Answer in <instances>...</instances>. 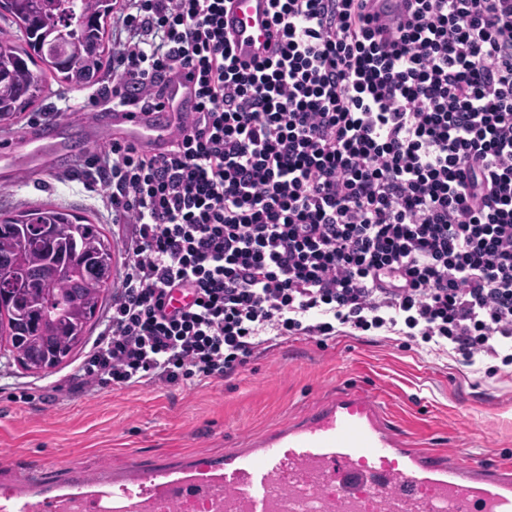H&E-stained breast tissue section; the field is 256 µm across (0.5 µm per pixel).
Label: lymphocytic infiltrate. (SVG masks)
<instances>
[{
	"instance_id": "f902f5d3",
	"label": "lymphocytic infiltrate",
	"mask_w": 512,
	"mask_h": 512,
	"mask_svg": "<svg viewBox=\"0 0 512 512\" xmlns=\"http://www.w3.org/2000/svg\"><path fill=\"white\" fill-rule=\"evenodd\" d=\"M270 5L243 63L224 0H128L102 96L151 111L185 70L197 102L165 151L86 163L126 260L71 384L203 385L371 329L511 367L512 0Z\"/></svg>"
}]
</instances>
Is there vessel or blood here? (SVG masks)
I'll return each mask as SVG.
<instances>
[{"label":"vessel or blood","instance_id":"obj_1","mask_svg":"<svg viewBox=\"0 0 512 512\" xmlns=\"http://www.w3.org/2000/svg\"><path fill=\"white\" fill-rule=\"evenodd\" d=\"M269 0H226L224 31L240 61L271 56ZM196 103L192 80L174 76L162 108L136 112L125 138L165 141ZM219 495L225 512H512V466L455 451L417 447L391 425L385 404L360 389L326 396L301 419L247 438L224 462L69 482L32 498H0V512H138L158 499L182 502Z\"/></svg>","mask_w":512,"mask_h":512}]
</instances>
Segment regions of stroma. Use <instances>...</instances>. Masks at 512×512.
Here are the masks:
<instances>
[{"label":"stroma","instance_id":"stroma-1","mask_svg":"<svg viewBox=\"0 0 512 512\" xmlns=\"http://www.w3.org/2000/svg\"><path fill=\"white\" fill-rule=\"evenodd\" d=\"M97 82L56 78L26 111L0 122V215L52 204L98 224L112 244V274L124 255L100 197L72 174L91 153L121 139L97 123L113 102ZM104 299L71 358L46 373L23 369L0 344V493L24 482L47 491L70 476L121 475L218 463L252 434L305 415L323 396L363 388L382 397L398 430L423 444L512 462V369L495 375L427 353L380 330L326 343L301 336L258 355L240 373L198 388L144 385L69 388L68 379L109 316Z\"/></svg>","mask_w":512,"mask_h":512}]
</instances>
